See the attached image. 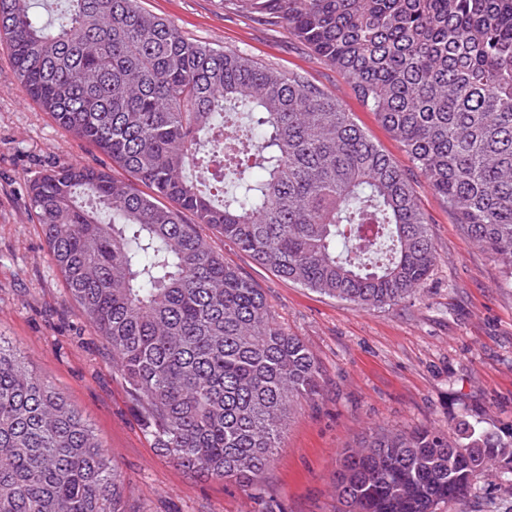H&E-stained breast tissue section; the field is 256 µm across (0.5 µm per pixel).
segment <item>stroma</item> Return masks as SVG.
Wrapping results in <instances>:
<instances>
[{"instance_id":"obj_1","label":"stroma","mask_w":512,"mask_h":512,"mask_svg":"<svg viewBox=\"0 0 512 512\" xmlns=\"http://www.w3.org/2000/svg\"><path fill=\"white\" fill-rule=\"evenodd\" d=\"M194 40L300 70L342 101L415 189L435 266L419 293L360 309L283 279L224 246V260L261 288L270 310L323 370L319 396L294 408L275 463L242 487L190 474L141 428L112 355L69 297L29 206L28 180L54 163L109 160L61 128L11 76L0 44V337L52 383L98 434L125 480L126 512H337L338 452L368 427L454 429L460 420L512 422V279L457 224L402 144L336 70L279 26L223 0H141ZM436 512H512V475L486 472Z\"/></svg>"}]
</instances>
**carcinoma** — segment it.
<instances>
[{
	"label": "carcinoma",
	"instance_id": "obj_1",
	"mask_svg": "<svg viewBox=\"0 0 512 512\" xmlns=\"http://www.w3.org/2000/svg\"><path fill=\"white\" fill-rule=\"evenodd\" d=\"M348 81L512 279V0H226ZM12 77L148 188L62 162L31 180L45 242L177 465L242 487L274 461L319 366L205 225L278 276L359 308L414 295L436 260L405 174L299 70L185 37L139 0H69L41 23L0 0ZM214 163L237 190L185 176ZM191 220H186V215ZM512 473V424L365 432L339 455L338 512H436ZM88 422L0 341V512H124Z\"/></svg>",
	"mask_w": 512,
	"mask_h": 512
}]
</instances>
